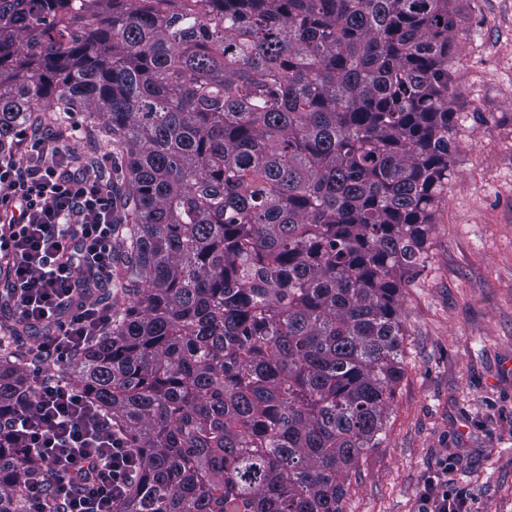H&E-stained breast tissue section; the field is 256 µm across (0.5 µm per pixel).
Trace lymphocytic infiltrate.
<instances>
[{
  "instance_id": "1",
  "label": "lymphocytic infiltrate",
  "mask_w": 512,
  "mask_h": 512,
  "mask_svg": "<svg viewBox=\"0 0 512 512\" xmlns=\"http://www.w3.org/2000/svg\"><path fill=\"white\" fill-rule=\"evenodd\" d=\"M68 133L30 139L25 153L0 160V305L29 326L46 328L34 349L37 380L0 428L23 436L42 476L24 487L28 512H43L54 497L61 512H114L137 461L108 419L83 392L58 380L112 321L107 300L86 294L112 287V182L103 161L72 162Z\"/></svg>"
}]
</instances>
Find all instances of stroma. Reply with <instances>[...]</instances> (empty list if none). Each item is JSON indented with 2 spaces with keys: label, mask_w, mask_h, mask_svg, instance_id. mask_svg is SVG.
Masks as SVG:
<instances>
[{
  "label": "stroma",
  "mask_w": 512,
  "mask_h": 512,
  "mask_svg": "<svg viewBox=\"0 0 512 512\" xmlns=\"http://www.w3.org/2000/svg\"><path fill=\"white\" fill-rule=\"evenodd\" d=\"M456 8L462 131L399 302L403 377L345 512H419L436 485L467 512H512V0Z\"/></svg>",
  "instance_id": "1"
}]
</instances>
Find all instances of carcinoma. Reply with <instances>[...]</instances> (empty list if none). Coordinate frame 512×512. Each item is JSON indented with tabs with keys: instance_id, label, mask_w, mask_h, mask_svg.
I'll return each instance as SVG.
<instances>
[{
	"instance_id": "cac0c4a2",
	"label": "carcinoma",
	"mask_w": 512,
	"mask_h": 512,
	"mask_svg": "<svg viewBox=\"0 0 512 512\" xmlns=\"http://www.w3.org/2000/svg\"><path fill=\"white\" fill-rule=\"evenodd\" d=\"M455 0H0V153L102 116L112 322L60 378L137 458L115 512H344L460 132ZM0 352V415L25 390ZM38 463L0 435V512Z\"/></svg>"
}]
</instances>
